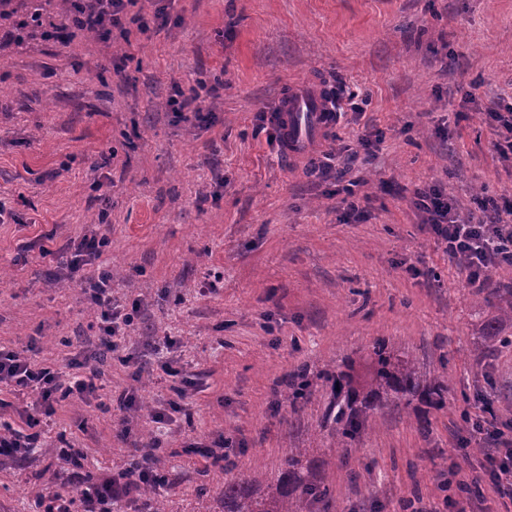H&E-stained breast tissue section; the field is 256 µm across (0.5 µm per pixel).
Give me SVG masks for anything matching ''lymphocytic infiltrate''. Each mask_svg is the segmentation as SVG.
<instances>
[{"instance_id":"obj_1","label":"lymphocytic infiltrate","mask_w":512,"mask_h":512,"mask_svg":"<svg viewBox=\"0 0 512 512\" xmlns=\"http://www.w3.org/2000/svg\"><path fill=\"white\" fill-rule=\"evenodd\" d=\"M134 0H78L75 20L79 30L101 35L123 29L127 8ZM478 212L460 213L451 198L438 190H419L415 206L424 213L428 232L441 245L449 261L463 265L468 271L469 284L474 288L487 287L491 274L501 266H512V199L481 196ZM107 244L105 236L90 229L68 249L66 259L58 261L54 280L79 279L82 291L100 312L102 331L110 338L124 337L133 322L131 313L113 304L112 276L99 268L98 260ZM70 374L49 367H39L20 353L0 347V388L23 397L37 394L39 413L19 408L18 414L26 423L25 429L14 428L0 421V456L26 455L38 448L41 434L38 427L42 417L55 414L61 397L88 400L97 391L93 376L88 373L89 361H70ZM473 432L488 436L495 443L486 453L480 469L494 492L501 499L512 501V439L495 423L477 418ZM63 458L71 463L57 477L55 486L43 498V512H117L138 501L140 483L127 480L124 472H105L95 481L83 478L80 471L81 453L74 448L62 449Z\"/></svg>"}]
</instances>
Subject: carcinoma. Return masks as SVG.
<instances>
[{
    "mask_svg": "<svg viewBox=\"0 0 512 512\" xmlns=\"http://www.w3.org/2000/svg\"><path fill=\"white\" fill-rule=\"evenodd\" d=\"M44 5L32 0L25 11L13 9L17 19L12 22L13 37L18 43L36 35L46 36L42 16ZM10 13V14H12ZM5 14V17H10ZM512 325V300L496 307V314L484 321L478 331L479 343L476 351L483 354L497 341L508 342L504 325ZM369 377L362 381L354 365L344 370H327L331 381L332 400L324 414L336 436V447L349 448L368 420V412L388 403L414 402L423 406V413L445 406L448 385L439 379L426 380L419 372L415 359L401 352L385 340L374 342L368 355ZM157 485L141 489L146 512H166L164 502L156 496ZM224 512H315L320 504L321 512H333L330 482L318 467L307 460V449L290 448L282 459L277 476L269 480L263 473L255 471L246 477L224 482Z\"/></svg>",
    "mask_w": 512,
    "mask_h": 512,
    "instance_id": "cac0c4a2",
    "label": "carcinoma"
}]
</instances>
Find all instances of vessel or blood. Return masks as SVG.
Here are the masks:
<instances>
[{"mask_svg":"<svg viewBox=\"0 0 512 512\" xmlns=\"http://www.w3.org/2000/svg\"><path fill=\"white\" fill-rule=\"evenodd\" d=\"M280 118L286 125L285 148L293 158L303 152L311 139L319 137L332 125L334 116L319 92L298 84L283 93Z\"/></svg>","mask_w":512,"mask_h":512,"instance_id":"1","label":"vessel or blood"}]
</instances>
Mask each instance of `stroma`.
<instances>
[{
    "mask_svg": "<svg viewBox=\"0 0 512 512\" xmlns=\"http://www.w3.org/2000/svg\"><path fill=\"white\" fill-rule=\"evenodd\" d=\"M134 10L147 31L22 45L0 20V345L62 371L96 352L92 305L49 279L38 248L63 250L97 216L102 259L120 270L113 299L155 331L131 330L127 353L151 362L157 338L180 337L179 364L201 385L160 430L153 414L175 380L154 372L118 436L115 397L134 382L109 354L98 399L60 401L43 447L0 458V512H39L62 438L95 476L158 439L168 512H220L225 480L275 475L293 446L322 463L339 512L432 507L452 475L478 487L483 512H505L472 467L488 444L470 420L483 395L512 421V345L476 353L495 309L476 302L410 197L437 184L465 212L478 195L512 190V161L491 151L486 120L512 105V0H137ZM312 79L360 109L290 162L256 116ZM180 88L199 93L206 121L174 118L167 102ZM369 136L370 161L358 155ZM109 151L114 164L101 166ZM327 151L357 159L342 178L308 177ZM349 193L359 214L346 213ZM380 338L446 380L448 399L425 434L415 408L375 410L343 457L329 446L331 386L317 374L364 363ZM303 367L311 395L294 412L279 393ZM220 439L222 469L189 449Z\"/></svg>",
    "mask_w": 512,
    "mask_h": 512,
    "instance_id": "stroma-1",
    "label": "stroma"
}]
</instances>
